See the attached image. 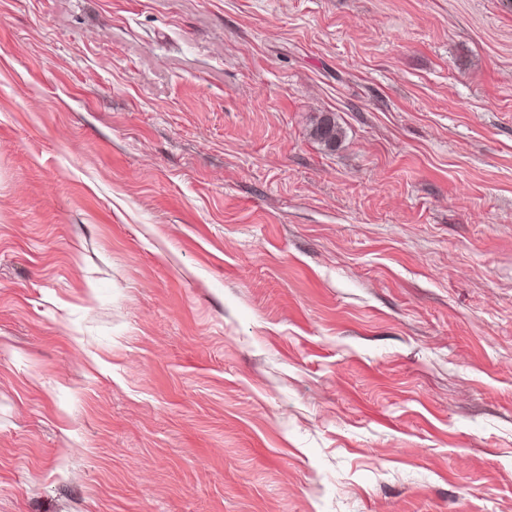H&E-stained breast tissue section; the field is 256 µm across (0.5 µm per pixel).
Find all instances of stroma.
<instances>
[{
    "mask_svg": "<svg viewBox=\"0 0 512 512\" xmlns=\"http://www.w3.org/2000/svg\"><path fill=\"white\" fill-rule=\"evenodd\" d=\"M0 512H512V0H0ZM311 135L327 148L334 149L341 140L342 130L334 117L324 114L313 125Z\"/></svg>",
    "mask_w": 512,
    "mask_h": 512,
    "instance_id": "stroma-1",
    "label": "stroma"
}]
</instances>
